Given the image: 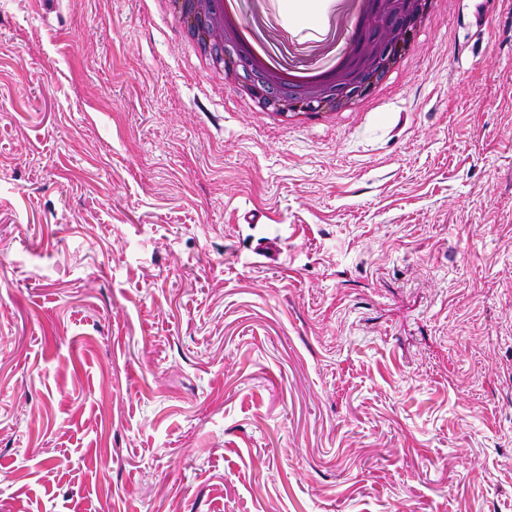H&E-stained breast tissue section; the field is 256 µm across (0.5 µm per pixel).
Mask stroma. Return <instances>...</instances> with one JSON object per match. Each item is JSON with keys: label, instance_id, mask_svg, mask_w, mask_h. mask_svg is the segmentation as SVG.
<instances>
[{"label": "stroma", "instance_id": "obj_1", "mask_svg": "<svg viewBox=\"0 0 512 512\" xmlns=\"http://www.w3.org/2000/svg\"><path fill=\"white\" fill-rule=\"evenodd\" d=\"M413 41L277 127L158 0H0V512H512V0Z\"/></svg>", "mask_w": 512, "mask_h": 512}]
</instances>
